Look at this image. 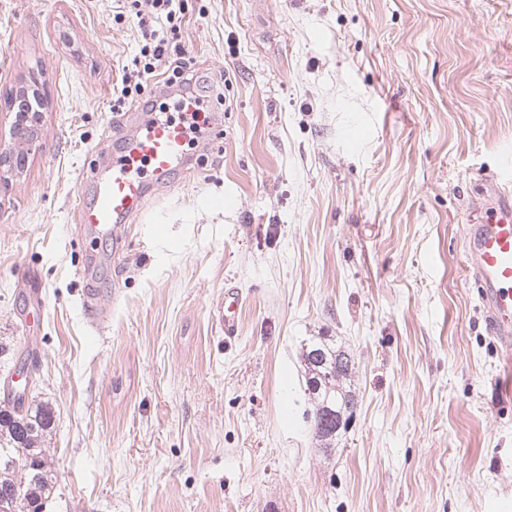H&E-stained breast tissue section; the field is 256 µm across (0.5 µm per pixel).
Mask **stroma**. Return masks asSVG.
Returning a JSON list of instances; mask_svg holds the SVG:
<instances>
[{
    "mask_svg": "<svg viewBox=\"0 0 512 512\" xmlns=\"http://www.w3.org/2000/svg\"><path fill=\"white\" fill-rule=\"evenodd\" d=\"M185 2L215 125L103 236L73 200L139 129L112 87L141 34L122 0H0V151L10 92L44 86L0 176V384L36 353L47 512H512V395L464 262L512 144V0ZM318 336L357 367L329 452ZM242 303V291L239 288L224 289V300L216 309L217 321L224 330V339H235L238 334V310Z\"/></svg>",
    "mask_w": 512,
    "mask_h": 512,
    "instance_id": "stroma-1",
    "label": "stroma"
}]
</instances>
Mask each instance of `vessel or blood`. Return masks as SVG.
<instances>
[{
    "mask_svg": "<svg viewBox=\"0 0 512 512\" xmlns=\"http://www.w3.org/2000/svg\"><path fill=\"white\" fill-rule=\"evenodd\" d=\"M183 141L181 127L165 124L147 125L128 140L113 156L111 171H95L92 200L77 196L82 223L104 230L141 211L147 188L136 174L140 163H148L156 178L166 179L182 157ZM465 263L482 288L483 303L504 346V360L512 367V196L500 194L490 200L486 218L471 229ZM241 303L240 289H225L216 309L225 338L238 334Z\"/></svg>",
    "mask_w": 512,
    "mask_h": 512,
    "instance_id": "1",
    "label": "vessel or blood"
}]
</instances>
